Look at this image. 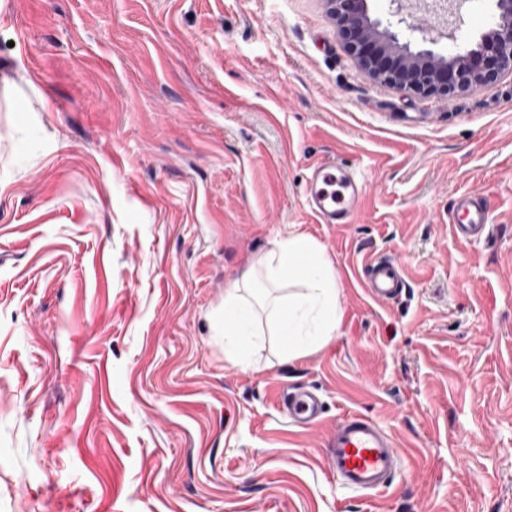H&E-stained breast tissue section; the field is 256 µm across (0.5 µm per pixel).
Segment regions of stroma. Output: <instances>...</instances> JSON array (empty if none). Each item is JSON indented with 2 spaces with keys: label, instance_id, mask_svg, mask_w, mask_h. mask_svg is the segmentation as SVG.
<instances>
[{
  "label": "stroma",
  "instance_id": "35a3bbf8",
  "mask_svg": "<svg viewBox=\"0 0 512 512\" xmlns=\"http://www.w3.org/2000/svg\"><path fill=\"white\" fill-rule=\"evenodd\" d=\"M317 161L366 184L353 223L308 210ZM466 191L494 221L468 243ZM292 232L336 267L337 334L236 364L224 289ZM350 412L404 456L379 493L328 468ZM0 512H512V76L380 83L327 0H0ZM490 210L484 198L476 192L458 195L448 213L455 236L464 242H474L489 236L492 228ZM366 267L367 275L361 288L373 301L385 302L399 295L404 286V274L390 259L372 258ZM288 415L295 424L310 427L317 424L323 414V401L316 391L300 389L288 394Z\"/></svg>",
  "mask_w": 512,
  "mask_h": 512
}]
</instances>
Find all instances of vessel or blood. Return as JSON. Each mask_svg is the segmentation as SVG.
Here are the masks:
<instances>
[{"label": "vessel or blood", "mask_w": 512, "mask_h": 512, "mask_svg": "<svg viewBox=\"0 0 512 512\" xmlns=\"http://www.w3.org/2000/svg\"><path fill=\"white\" fill-rule=\"evenodd\" d=\"M366 189L348 167L316 162L309 168L305 199L310 211L323 224H349L360 213ZM455 236L474 242L491 232L490 210L476 192L458 195L448 213ZM361 286L376 302L399 295L403 272L383 257L370 259ZM288 414L295 424L310 427L323 414V402L316 391L300 389L287 398ZM326 457L330 471L347 489L378 491L385 488L402 465V456L371 417L352 413L339 418L329 429Z\"/></svg>", "instance_id": "vessel-or-blood-1"}]
</instances>
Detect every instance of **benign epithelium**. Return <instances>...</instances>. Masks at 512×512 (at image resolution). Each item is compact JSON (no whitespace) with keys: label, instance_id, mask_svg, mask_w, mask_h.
<instances>
[{"label":"benign epithelium","instance_id":"7a95c632","mask_svg":"<svg viewBox=\"0 0 512 512\" xmlns=\"http://www.w3.org/2000/svg\"><path fill=\"white\" fill-rule=\"evenodd\" d=\"M344 47L376 80L419 94L465 93L512 74V0H494L496 18L475 44L454 54L412 51L368 0H327Z\"/></svg>","mask_w":512,"mask_h":512}]
</instances>
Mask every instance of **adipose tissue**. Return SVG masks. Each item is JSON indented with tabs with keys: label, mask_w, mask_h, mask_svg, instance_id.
Instances as JSON below:
<instances>
[{
	"label": "adipose tissue",
	"mask_w": 512,
	"mask_h": 512,
	"mask_svg": "<svg viewBox=\"0 0 512 512\" xmlns=\"http://www.w3.org/2000/svg\"><path fill=\"white\" fill-rule=\"evenodd\" d=\"M339 280L315 240L292 233L224 290V353L248 363L263 331L276 336L286 359L326 345L340 324Z\"/></svg>",
	"instance_id": "1"
}]
</instances>
